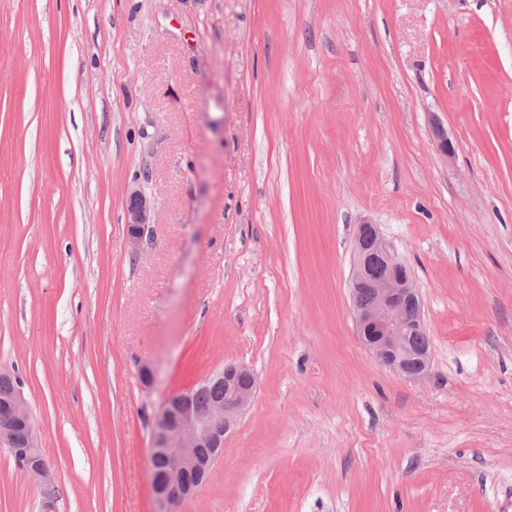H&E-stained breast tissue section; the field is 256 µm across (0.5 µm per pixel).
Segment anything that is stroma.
Masks as SVG:
<instances>
[{
    "label": "stroma",
    "instance_id": "35a3bbf8",
    "mask_svg": "<svg viewBox=\"0 0 512 512\" xmlns=\"http://www.w3.org/2000/svg\"><path fill=\"white\" fill-rule=\"evenodd\" d=\"M362 221L418 380L357 336ZM228 363L258 390L180 512H512V0H0V369L53 475L0 447V512H153L159 405ZM152 203L141 189L132 188L128 191L125 203V223L127 235L134 251L140 248L142 240L151 224ZM374 264L379 266L377 273L372 272ZM350 288L358 336L369 354L406 379L425 375L430 367L431 348L419 290L409 269L375 224L363 222L356 227ZM364 293L370 296L367 305L359 301ZM412 336L429 344L414 343Z\"/></svg>",
    "mask_w": 512,
    "mask_h": 512
}]
</instances>
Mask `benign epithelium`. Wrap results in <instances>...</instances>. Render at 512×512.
I'll list each match as a JSON object with an SVG mask.
<instances>
[{
  "label": "benign epithelium",
  "mask_w": 512,
  "mask_h": 512,
  "mask_svg": "<svg viewBox=\"0 0 512 512\" xmlns=\"http://www.w3.org/2000/svg\"><path fill=\"white\" fill-rule=\"evenodd\" d=\"M152 203L137 188L128 191L125 203L127 235L138 250L151 224ZM367 293L369 303L359 298ZM352 311L358 336L369 354L382 366L410 380L425 375L430 367L431 348L417 344L414 336L427 330L421 313L419 290L407 266L400 261L376 225L363 222L355 232V259L351 279ZM249 380L243 384L242 376ZM207 381L224 387V393L205 409L197 408L185 390L170 394L161 404L152 429L150 453L159 466L150 470L153 494L159 512H179L181 503L192 497L206 481L211 460L201 449L220 456L224 436L248 411L257 390V377L243 365L227 364ZM9 419L29 431L26 448L14 450V458L27 467L31 456H39L32 408L24 383L16 384L7 400Z\"/></svg>",
  "instance_id": "1"
}]
</instances>
